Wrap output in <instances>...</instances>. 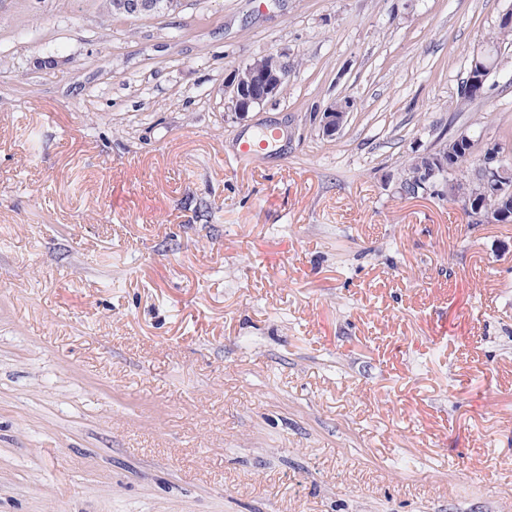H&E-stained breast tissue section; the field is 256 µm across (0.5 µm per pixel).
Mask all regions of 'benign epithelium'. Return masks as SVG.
Instances as JSON below:
<instances>
[{"mask_svg":"<svg viewBox=\"0 0 512 512\" xmlns=\"http://www.w3.org/2000/svg\"><path fill=\"white\" fill-rule=\"evenodd\" d=\"M281 54L270 52L264 56L263 64L247 65L233 70L224 77V109L244 119L249 112L278 97L280 85L287 75L280 68ZM354 109V102L345 100L339 106L327 107L320 116L319 127L322 135L332 137L343 126L347 115ZM495 165L488 172L505 181L512 175V159L500 150L492 149ZM407 180L416 185V192L437 191L438 181L432 171H415L409 174ZM468 213L476 224H509L512 216L504 212L491 213L482 210L478 204L468 209Z\"/></svg>","mask_w":512,"mask_h":512,"instance_id":"benign-epithelium-1","label":"benign epithelium"}]
</instances>
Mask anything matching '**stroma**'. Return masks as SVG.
Masks as SVG:
<instances>
[{
	"instance_id": "1",
	"label": "stroma",
	"mask_w": 512,
	"mask_h": 512,
	"mask_svg": "<svg viewBox=\"0 0 512 512\" xmlns=\"http://www.w3.org/2000/svg\"><path fill=\"white\" fill-rule=\"evenodd\" d=\"M510 9L0 0V512H512V224L398 185L512 156ZM273 51L287 94L225 112ZM158 0H103V8L109 17H121L125 14L138 12L140 16H151L150 11L154 9ZM129 15V16H139ZM336 104L327 107L321 113L319 127L322 136L333 137L343 126L348 113L354 109L353 100H344L337 108ZM280 137V132L277 130H262L255 140L251 142L244 141L239 145V154L243 157H254L258 155H265L264 152L269 144Z\"/></svg>"
}]
</instances>
